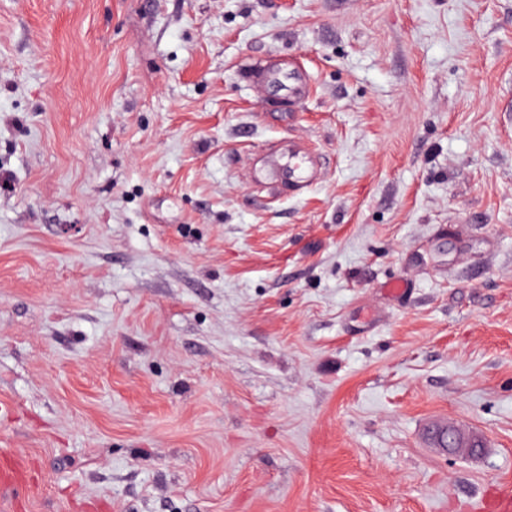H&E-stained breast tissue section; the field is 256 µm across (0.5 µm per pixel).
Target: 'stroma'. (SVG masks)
<instances>
[{
	"instance_id": "35a3bbf8",
	"label": "stroma",
	"mask_w": 512,
	"mask_h": 512,
	"mask_svg": "<svg viewBox=\"0 0 512 512\" xmlns=\"http://www.w3.org/2000/svg\"><path fill=\"white\" fill-rule=\"evenodd\" d=\"M2 174L0 512L512 486V0H0ZM274 180H288L295 190L305 189L313 177V168L304 151L288 144V155L277 156L260 166ZM473 433H466L462 429L453 428L448 432V439L439 444L449 454H465L467 456H478L483 452L484 448H476L473 441Z\"/></svg>"
}]
</instances>
